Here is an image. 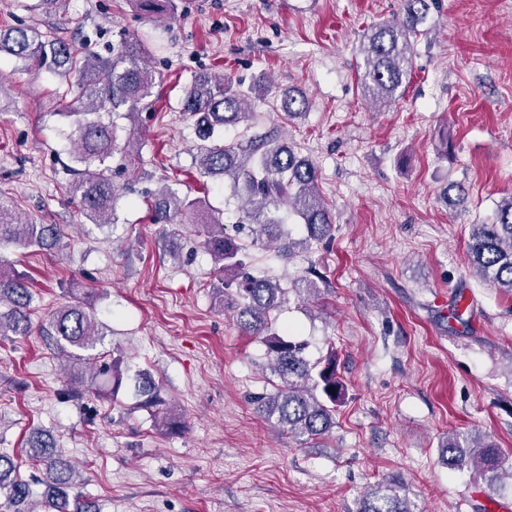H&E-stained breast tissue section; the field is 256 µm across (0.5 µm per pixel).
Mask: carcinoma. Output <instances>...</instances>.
Returning a JSON list of instances; mask_svg holds the SVG:
<instances>
[{"instance_id":"1","label":"carcinoma","mask_w":512,"mask_h":512,"mask_svg":"<svg viewBox=\"0 0 512 512\" xmlns=\"http://www.w3.org/2000/svg\"><path fill=\"white\" fill-rule=\"evenodd\" d=\"M437 0H405L404 13L375 26L366 34L359 51L364 59L361 75L364 92L374 103H393L398 90L406 87L412 73L415 39ZM23 61L27 68L64 77L78 76L84 106L77 108L73 128L67 134L74 161L81 166L78 178L70 186L71 197L79 200L84 215L103 227L118 222L119 186L112 179L110 159L124 152L117 139L112 116L123 111L136 114L151 97L156 75L148 67V49L137 36H123L112 47V58L100 57L90 44L83 51L61 38L49 37L31 28L0 29V53ZM248 96L224 84V75L198 74L186 90L182 111L193 120L200 140V174L232 181L236 193H246L250 209L244 212L253 225L256 240H282L281 252L291 256L296 245L310 247L329 238L333 232L330 209L318 192L317 168L313 161L298 156L287 144L272 139L262 143L248 141L224 144L213 139L218 129L235 128L248 123L253 112L246 109ZM282 109L288 117L306 114L307 98L300 90L281 92ZM288 203L293 214L305 225L306 236L295 242L284 231L280 205ZM206 202L201 198L180 197L164 190L153 198L155 224H180L182 218L202 226V248L212 258L217 273V292L224 296L235 289V316L240 328L263 337L270 358L271 372L280 380L272 393L255 397L269 420L288 433L317 439L335 426L336 408L345 398V387L336 372V356L312 363L305 356L307 344L272 330L270 315L288 299L290 289L277 280L255 278L245 272L248 252L237 236L227 231L218 219L203 218ZM54 224L21 220L12 202L0 195V244L18 248L38 247L51 250L57 243ZM470 262L482 280L494 288L512 294V195L495 210L489 224L471 225L468 240ZM0 336H29L33 332L30 317L33 295L26 277L0 260ZM95 311L88 303L64 306L54 311L47 335L64 356H73L89 365L90 385L100 380L109 384L108 394L117 396L123 386L122 359L109 361L96 353L105 332L99 329ZM77 353L70 354V349ZM144 404L156 409L154 417L166 429H173L169 408L161 406L148 379H141ZM443 452L448 467H469L478 472L491 491L504 475L512 478V464L501 453L480 441L459 437L448 440ZM30 453L46 461L39 482L46 486L44 512H99V505L77 493L75 470L70 460L56 447L52 435L38 433L30 440ZM403 483L396 478L373 485L359 500L357 512H417L406 496ZM30 482L18 476L14 457L0 452V509L4 512H34L31 508Z\"/></svg>"}]
</instances>
